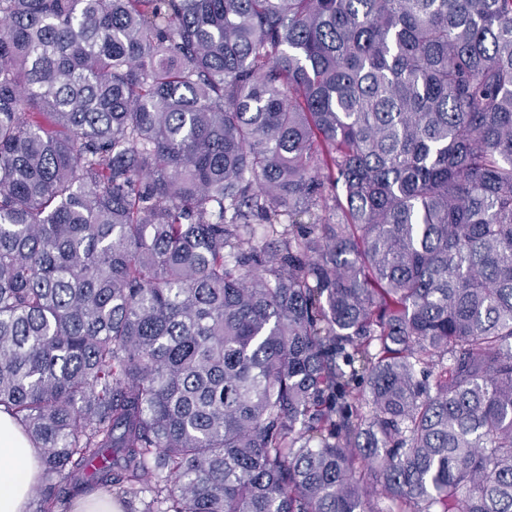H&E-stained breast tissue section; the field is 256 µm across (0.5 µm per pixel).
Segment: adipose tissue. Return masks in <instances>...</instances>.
Segmentation results:
<instances>
[{
	"mask_svg": "<svg viewBox=\"0 0 512 512\" xmlns=\"http://www.w3.org/2000/svg\"><path fill=\"white\" fill-rule=\"evenodd\" d=\"M40 474L38 449L0 412V512H27Z\"/></svg>",
	"mask_w": 512,
	"mask_h": 512,
	"instance_id": "1",
	"label": "adipose tissue"
}]
</instances>
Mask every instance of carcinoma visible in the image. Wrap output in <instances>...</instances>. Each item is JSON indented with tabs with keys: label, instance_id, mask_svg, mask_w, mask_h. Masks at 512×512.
I'll return each mask as SVG.
<instances>
[{
	"label": "carcinoma",
	"instance_id": "1",
	"mask_svg": "<svg viewBox=\"0 0 512 512\" xmlns=\"http://www.w3.org/2000/svg\"><path fill=\"white\" fill-rule=\"evenodd\" d=\"M0 411L35 512H512V0H0ZM71 512H123L119 505L112 503V498L100 497L96 494L77 497Z\"/></svg>",
	"mask_w": 512,
	"mask_h": 512
}]
</instances>
